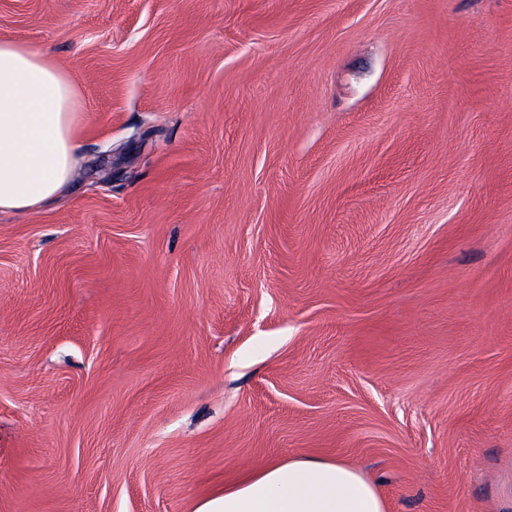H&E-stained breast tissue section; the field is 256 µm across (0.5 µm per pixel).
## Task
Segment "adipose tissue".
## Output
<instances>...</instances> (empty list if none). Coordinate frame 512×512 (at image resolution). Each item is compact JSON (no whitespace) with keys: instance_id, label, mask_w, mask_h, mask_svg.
I'll return each mask as SVG.
<instances>
[{"instance_id":"1","label":"adipose tissue","mask_w":512,"mask_h":512,"mask_svg":"<svg viewBox=\"0 0 512 512\" xmlns=\"http://www.w3.org/2000/svg\"><path fill=\"white\" fill-rule=\"evenodd\" d=\"M81 102L48 54L0 41V213H28L60 197L74 172ZM195 512H388L375 482L336 460L271 462L200 502Z\"/></svg>"}]
</instances>
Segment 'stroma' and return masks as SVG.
<instances>
[{"label": "stroma", "instance_id": "35a3bbf8", "mask_svg": "<svg viewBox=\"0 0 512 512\" xmlns=\"http://www.w3.org/2000/svg\"><path fill=\"white\" fill-rule=\"evenodd\" d=\"M80 90L0 214V512L341 459L512 512V0H0Z\"/></svg>", "mask_w": 512, "mask_h": 512}]
</instances>
